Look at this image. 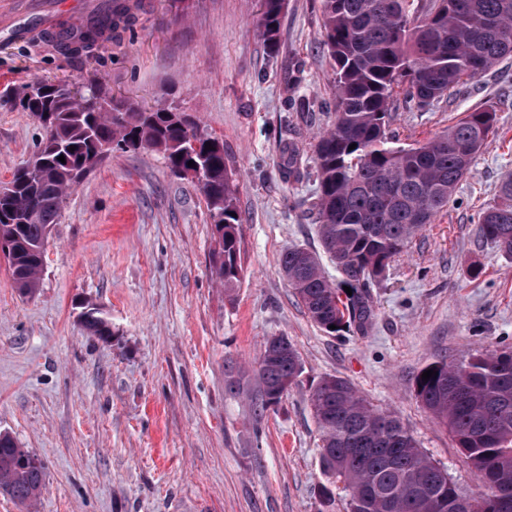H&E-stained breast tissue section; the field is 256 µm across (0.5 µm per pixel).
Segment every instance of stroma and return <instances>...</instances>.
I'll return each instance as SVG.
<instances>
[{
    "instance_id": "1",
    "label": "stroma",
    "mask_w": 512,
    "mask_h": 512,
    "mask_svg": "<svg viewBox=\"0 0 512 512\" xmlns=\"http://www.w3.org/2000/svg\"><path fill=\"white\" fill-rule=\"evenodd\" d=\"M0 0V88L39 79L100 85L140 108L175 106L222 138L238 187L244 275L225 293L211 275L213 221L204 197L160 153L115 151L68 197L46 245L40 287L20 295L0 260V432L43 465L33 512H347L334 502L309 394L349 379L393 412L461 493L478 479L417 399L427 364L512 347V259L478 235V214L512 176V60L425 112L396 90L392 143L441 133L497 108L491 143L449 204L371 286L367 334L329 335L307 316L280 268L285 248L320 251L309 208L315 146L334 121L333 62L322 0H288L269 54L255 0H139L132 26L88 52L64 54L52 30L80 24L97 0ZM37 122L0 97V182L31 156ZM298 176H286L289 156ZM98 308L112 334L83 330ZM285 336L297 385L254 419L252 366ZM240 388H226L228 378Z\"/></svg>"
}]
</instances>
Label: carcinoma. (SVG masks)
Instances as JSON below:
<instances>
[{
    "mask_svg": "<svg viewBox=\"0 0 512 512\" xmlns=\"http://www.w3.org/2000/svg\"><path fill=\"white\" fill-rule=\"evenodd\" d=\"M505 2L433 0L414 16L409 0H322L336 112L318 136L314 208L322 251L338 279L327 275L321 255L301 247L287 248L280 265L308 317L326 333L368 332L375 318L371 282L448 205L495 131L496 109H476L423 143L393 147L387 122L395 88L405 86L409 108L425 110L511 57L512 9ZM286 4L256 3V30L272 52L279 47ZM131 18L128 0H99L79 26L60 30L55 40L66 54L88 51ZM14 103L43 130L32 160L0 187V257L22 295L39 286L50 227L69 191L114 150L159 151L170 172L202 194L215 228L212 275L227 289L237 286L240 215L223 139L176 107L135 108L100 87L84 93L34 80ZM478 232L512 258V177L480 213ZM80 323L91 336L112 335L99 312L81 316ZM424 370L436 375L427 381L415 376L417 397L446 427L481 485L467 512H500L502 483H512V347L441 359ZM301 373L288 337L265 341L255 366V421ZM309 401L322 440V468L343 484L347 512H431L430 496L443 500V512H458L448 471L418 447L395 415L372 405L348 379L322 378ZM33 459L0 433V489L21 506L30 505L44 484V468Z\"/></svg>",
    "mask_w": 512,
    "mask_h": 512,
    "instance_id": "cac0c4a2",
    "label": "carcinoma"
}]
</instances>
